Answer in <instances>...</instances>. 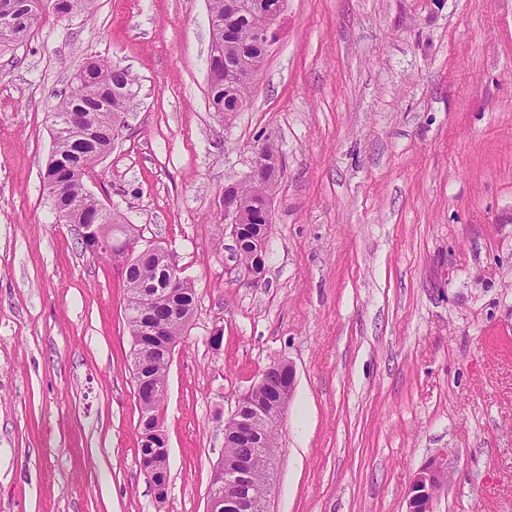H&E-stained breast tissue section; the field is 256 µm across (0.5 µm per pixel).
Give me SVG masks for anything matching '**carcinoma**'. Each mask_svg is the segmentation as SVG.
Returning a JSON list of instances; mask_svg holds the SVG:
<instances>
[{"label": "carcinoma", "instance_id": "cac0c4a2", "mask_svg": "<svg viewBox=\"0 0 512 512\" xmlns=\"http://www.w3.org/2000/svg\"><path fill=\"white\" fill-rule=\"evenodd\" d=\"M62 6L53 7L58 14L80 13L91 0H60ZM253 0H207L209 13L223 21L222 49L211 53L210 67L220 78L209 84V95L214 111L230 117L245 106L251 84L237 81L233 69H248L255 59L266 55L265 47L256 41L255 32L262 16L252 8ZM51 0H0V49L23 41L39 24ZM134 79L128 71L97 60L86 62L73 77L71 87L56 108L57 115L82 114L86 117V131L82 137L63 134L53 140V150L46 166V189L53 207L74 217L83 226L93 225L94 241L80 237L81 244L93 254L109 256L122 262L121 273L128 294L138 296L125 306V319L134 338L151 345V328L162 322L167 336L178 342L184 335L195 311V288L187 277L169 293L166 284L169 274L168 255L160 246L143 247L138 226L122 214L109 211L92 193L83 190L80 180L89 175L88 156L107 154L118 134L117 118L122 116L133 96ZM269 171L262 178L245 185L235 195L238 209L252 214L272 195L277 171L278 150L272 145L262 148ZM137 244L138 252L124 253L125 244ZM169 361L159 351H149L147 374L157 391L139 398V455L152 453L155 443L148 436L152 422L165 402ZM288 363L267 373L265 384L243 396L253 406L272 411L281 402H288ZM224 465L234 468L241 460L251 463L252 483L268 480V464L261 448H248L238 439L232 426L224 429Z\"/></svg>", "mask_w": 512, "mask_h": 512}]
</instances>
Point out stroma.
<instances>
[{
  "label": "stroma",
  "instance_id": "1",
  "mask_svg": "<svg viewBox=\"0 0 512 512\" xmlns=\"http://www.w3.org/2000/svg\"><path fill=\"white\" fill-rule=\"evenodd\" d=\"M206 0L46 11L0 50V512H206L224 428L289 362L269 512H512V0H288L232 117L208 97ZM97 59L135 80L87 188L173 251L196 309L159 417L167 498L140 466L119 266L43 186L50 114ZM283 168L260 281L226 185ZM449 479L447 459H428L410 482L405 512H431L433 499Z\"/></svg>",
  "mask_w": 512,
  "mask_h": 512
}]
</instances>
